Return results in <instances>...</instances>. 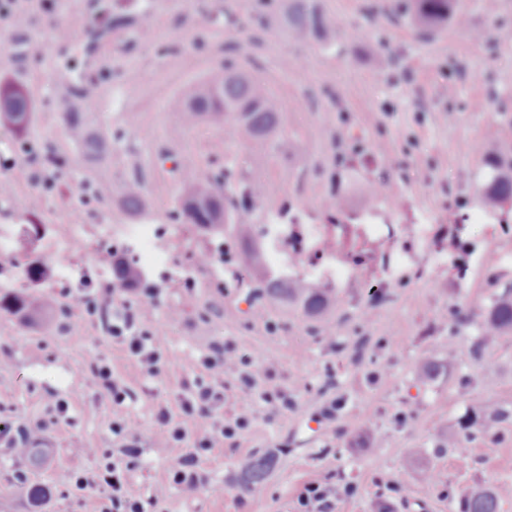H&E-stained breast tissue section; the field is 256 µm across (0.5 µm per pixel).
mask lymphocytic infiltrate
<instances>
[{"mask_svg":"<svg viewBox=\"0 0 512 512\" xmlns=\"http://www.w3.org/2000/svg\"><path fill=\"white\" fill-rule=\"evenodd\" d=\"M121 291V286L116 284L92 289L90 280L84 277L75 290L67 292V306L93 315L106 314L108 337L126 348L143 373L155 376L164 361L165 338L159 330L147 324L142 308L113 303V295ZM199 364L205 376L188 387L180 402L179 416H172L164 407L155 413L162 427L153 444L158 455H165L167 449L183 445L185 441L193 443L192 448L177 459L171 483L189 500L195 498L204 482L201 464L205 454L217 445L236 440L250 425L248 416L228 419L223 414L225 374L237 373L245 388L253 390L261 401L272 407L285 408L290 404L286 394L267 387L274 375L270 363H253L231 345L210 343L201 353ZM96 373L112 398L114 413L110 427L122 446L116 456L110 458L104 456L102 449H91L90 454L99 459V466L83 474L63 471L58 481L82 498L97 500L95 512H163L169 485H156L144 499L133 497L129 491L128 475L137 467L141 451L135 422L121 412L128 391L113 378L107 362H100ZM203 417L211 420L209 431L198 437L192 436L195 422Z\"/></svg>","mask_w":512,"mask_h":512,"instance_id":"obj_1","label":"lymphocytic infiltrate"}]
</instances>
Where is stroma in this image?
Masks as SVG:
<instances>
[{
    "instance_id": "stroma-1",
    "label": "stroma",
    "mask_w": 512,
    "mask_h": 512,
    "mask_svg": "<svg viewBox=\"0 0 512 512\" xmlns=\"http://www.w3.org/2000/svg\"><path fill=\"white\" fill-rule=\"evenodd\" d=\"M317 2L336 20L328 47L289 41L276 7L261 0H47L0 34V79L21 83L34 107L27 138L0 127V179L12 187L0 199V290L60 297L86 275L107 286L112 272L94 259L110 246L163 287L143 304L166 343L154 377L81 310L37 328L0 311V421L24 425L49 450L29 471L47 490L42 512H88L57 475L93 469L88 449L118 445L98 360L131 393L125 411L143 454L129 489L139 496L166 481L180 454H155L154 409L178 412L214 341L273 364L270 386L293 405L274 410L225 375L223 413L248 415L250 427L207 456L194 500L169 488L168 512H300L312 482L343 489L335 512H460L476 485L512 487V419L490 436L461 428L472 414L512 411V338L481 343L492 299L512 289V201L488 208L481 196L490 160L512 157V44L498 39L512 25V0H496L491 12L458 0L468 30L451 25L430 37L416 34L396 0ZM246 38L255 43L247 58L236 51ZM227 63L281 101L282 127L302 151L281 156L220 128L181 125L183 96ZM65 75L97 85L77 109L115 142L100 162L82 159L62 121L55 89ZM51 160L68 173L54 189L33 180ZM185 166L266 184L264 210L244 218L259 260L245 257L241 239L178 220ZM133 178L151 202L138 217L118 202ZM224 246L233 262L199 264L201 251ZM33 264L44 270L37 283L27 274ZM268 276L331 287L335 305L313 317L263 298ZM427 358L442 368L424 381L416 367ZM61 399L71 406L66 421L55 411ZM332 400L335 423L316 422ZM256 455L271 461L267 479L240 495L242 463ZM23 468L0 446V512H32L14 479Z\"/></svg>"
}]
</instances>
